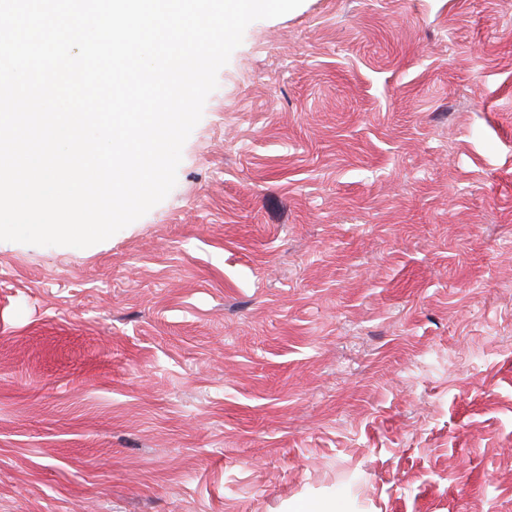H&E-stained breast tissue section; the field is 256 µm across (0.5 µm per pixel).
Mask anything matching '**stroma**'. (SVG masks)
Instances as JSON below:
<instances>
[{"mask_svg": "<svg viewBox=\"0 0 512 512\" xmlns=\"http://www.w3.org/2000/svg\"><path fill=\"white\" fill-rule=\"evenodd\" d=\"M217 80L145 216L0 243V512H512V0H303Z\"/></svg>", "mask_w": 512, "mask_h": 512, "instance_id": "obj_1", "label": "stroma"}]
</instances>
